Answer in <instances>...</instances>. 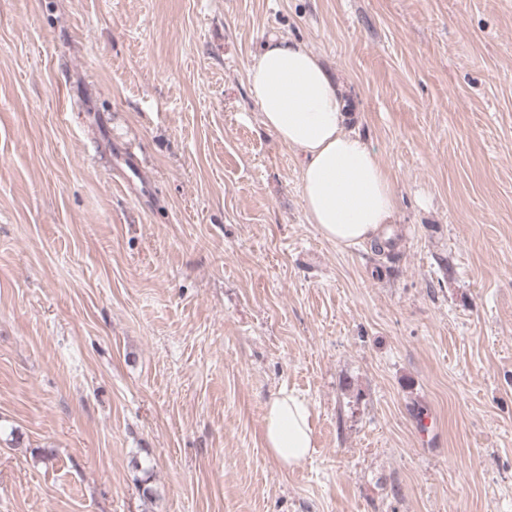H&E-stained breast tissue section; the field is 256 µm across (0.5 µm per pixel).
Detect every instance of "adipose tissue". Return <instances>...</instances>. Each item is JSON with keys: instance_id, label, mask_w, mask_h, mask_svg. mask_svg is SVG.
<instances>
[{"instance_id": "obj_1", "label": "adipose tissue", "mask_w": 512, "mask_h": 512, "mask_svg": "<svg viewBox=\"0 0 512 512\" xmlns=\"http://www.w3.org/2000/svg\"><path fill=\"white\" fill-rule=\"evenodd\" d=\"M263 127L301 159L302 199L310 223L327 241L343 246L387 247L393 221V183L374 149L347 128L344 96L302 43L272 35L248 70ZM264 443L285 469L314 451L310 408L280 389L264 409Z\"/></svg>"}]
</instances>
